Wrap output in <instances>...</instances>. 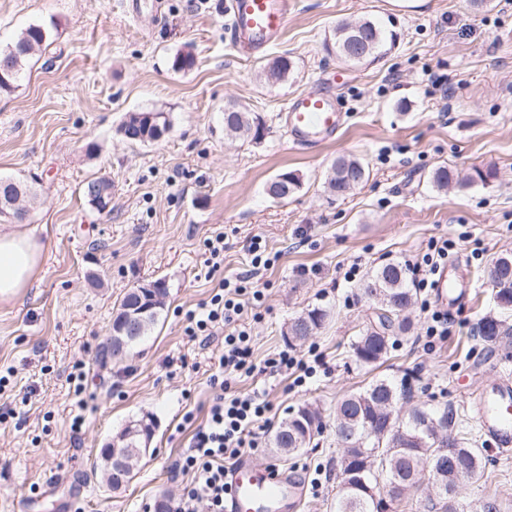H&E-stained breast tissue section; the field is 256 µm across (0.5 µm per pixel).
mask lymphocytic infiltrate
Instances as JSON below:
<instances>
[{
    "label": "lymphocytic infiltrate",
    "mask_w": 512,
    "mask_h": 512,
    "mask_svg": "<svg viewBox=\"0 0 512 512\" xmlns=\"http://www.w3.org/2000/svg\"><path fill=\"white\" fill-rule=\"evenodd\" d=\"M453 247L450 240L435 239L422 257L406 260L405 267L416 292L433 287L434 277ZM264 298L262 289L247 287L243 278H223L209 301L187 315L185 334L189 339H209L221 327L226 333L224 350L218 359L219 371L210 377L218 394L205 423L192 436L190 452L182 463L191 480L174 501L172 512H195L194 504L201 499L207 501L210 512H224L228 493L226 472L246 449L257 445V432L270 410L269 403L257 391L227 397L220 389L230 379L252 375L255 370L252 338L244 317L261 307Z\"/></svg>",
    "instance_id": "f902f5d3"
}]
</instances>
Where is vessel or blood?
Listing matches in <instances>:
<instances>
[{
  "label": "vessel or blood",
  "mask_w": 512,
  "mask_h": 512,
  "mask_svg": "<svg viewBox=\"0 0 512 512\" xmlns=\"http://www.w3.org/2000/svg\"><path fill=\"white\" fill-rule=\"evenodd\" d=\"M294 0H225L232 44L242 56L262 53L285 30ZM344 121L330 90L294 96L285 110V127L293 146L313 149L335 138ZM481 430L494 446L512 450V382L503 380L469 394ZM224 512H297L305 493L286 471L259 466L241 457L226 477Z\"/></svg>",
  "instance_id": "vessel-or-blood-1"
}]
</instances>
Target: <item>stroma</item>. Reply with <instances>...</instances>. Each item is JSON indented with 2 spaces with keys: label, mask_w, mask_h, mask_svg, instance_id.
Segmentation results:
<instances>
[{
  "label": "stroma",
  "mask_w": 512,
  "mask_h": 512,
  "mask_svg": "<svg viewBox=\"0 0 512 512\" xmlns=\"http://www.w3.org/2000/svg\"><path fill=\"white\" fill-rule=\"evenodd\" d=\"M0 0V46L32 23L53 36L37 52L16 89L0 91V177L29 182L37 192L17 230H35L45 245L35 285L0 301V371H11L0 402V512H144L175 499L188 480L177 463L188 451L215 395L211 366L223 333L207 345L185 335L187 311L208 301L204 243L224 236L223 275L251 268L250 245L276 254L254 277L265 299L252 322V376L231 380L233 393L263 392L271 405L255 464L319 479L301 512H336L333 411L344 394L387 378L407 402L454 407L481 448L484 468L460 486L465 512L497 499L512 512V451L488 445L468 392L512 378V337L495 348L477 333L494 303L487 270L512 251V0H297L283 38L265 55L234 52L224 0ZM370 19L397 35L382 57L352 63L327 52L336 24ZM191 47L188 72L171 68ZM285 55L294 70L265 82L267 60ZM346 122L334 140L302 151L288 140L281 115L294 95L327 87L332 72ZM238 103L262 118L265 133L250 141L224 131V108ZM168 113L163 139L132 144L117 127L125 113ZM360 159L369 178L343 197L326 180L337 156ZM445 165L462 186L437 190L431 176ZM493 171L488 183L472 181ZM284 171L298 191L282 201L266 193ZM114 186L111 211L93 209L85 184ZM453 241L450 260L469 283L446 338L424 341L421 296L377 368L355 361L353 343L376 320V309L345 276L424 253L431 240ZM162 280L164 310L149 337L121 363L100 368L124 292ZM330 315L308 339L289 342L288 323L307 309ZM323 364L301 387L262 371L282 349ZM82 368L85 422L70 428L75 401L68 376ZM323 420L317 445L293 459L271 448L273 433L301 405ZM151 414L155 435L129 485L113 491L101 473L100 450L130 421Z\"/></svg>",
  "instance_id": "stroma-1"
}]
</instances>
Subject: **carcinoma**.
<instances>
[{"instance_id":"obj_1","label":"carcinoma","mask_w":512,"mask_h":512,"mask_svg":"<svg viewBox=\"0 0 512 512\" xmlns=\"http://www.w3.org/2000/svg\"><path fill=\"white\" fill-rule=\"evenodd\" d=\"M351 36L350 24L336 25L333 42L327 45L336 55L348 58L346 46ZM50 39V31L39 23L24 28L5 48L0 49V90L18 87L30 59ZM367 50L356 59L362 63L375 59L394 41L393 33L376 22L366 20ZM292 61L278 56L262 69L269 83L288 78ZM150 112H131L120 122L117 131L133 130V135H144L138 143L155 141L154 126L148 125ZM224 129L252 141L264 135L260 117L245 107L235 104L224 113ZM367 177L364 164L352 157L341 156L334 162L327 178L330 193L342 197L361 185ZM31 197L30 188L16 179L0 178V221L23 220L27 210L16 201ZM490 283L498 302V313L484 316L478 327L481 339L489 346L499 345L512 335V326L503 316L512 314V253L503 252L489 271ZM145 286L128 289L119 302L113 322L118 323L128 308L144 296ZM364 295L378 305L377 321L368 326L353 344L356 361L362 366H373L384 359L392 340L406 335L411 323L404 316L414 293L407 286L406 268L399 262H387L373 269L362 283ZM164 303L159 302L143 320L138 337L127 342L131 351L151 332L159 320ZM328 312L314 307L297 318L287 328L288 340H303L323 327ZM404 394L390 381L381 378L362 389L341 398L336 404V437L339 445H347L338 467L336 512H390L421 485H426L441 504V512H459L456 490L460 482L473 478L482 468L480 448L459 429L454 408L447 406L439 412L424 407H411L400 414ZM304 425L294 420L295 414L283 419L277 427L271 444L282 455H298L321 433L322 422L317 411L303 406ZM445 421L448 446L431 433L426 422Z\"/></svg>"}]
</instances>
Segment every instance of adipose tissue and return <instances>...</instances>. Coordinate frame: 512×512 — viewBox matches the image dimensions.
<instances>
[{"label":"adipose tissue","instance_id":"adipose-tissue-1","mask_svg":"<svg viewBox=\"0 0 512 512\" xmlns=\"http://www.w3.org/2000/svg\"><path fill=\"white\" fill-rule=\"evenodd\" d=\"M44 246L35 232L0 228V300L20 296L32 282L41 263Z\"/></svg>","mask_w":512,"mask_h":512}]
</instances>
